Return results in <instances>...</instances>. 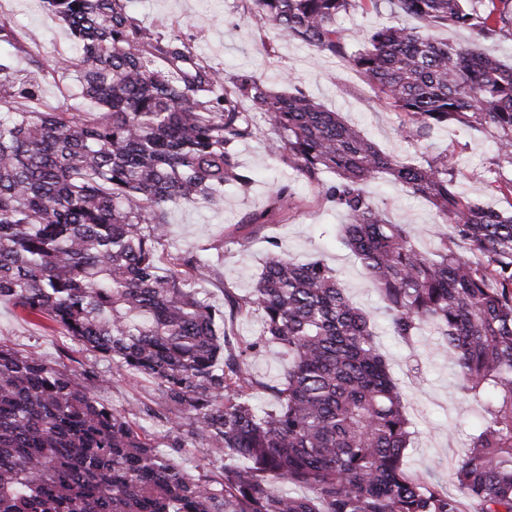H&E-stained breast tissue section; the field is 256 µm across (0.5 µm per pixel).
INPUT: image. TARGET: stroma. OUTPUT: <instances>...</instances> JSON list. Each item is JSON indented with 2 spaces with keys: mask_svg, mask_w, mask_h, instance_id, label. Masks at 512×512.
Masks as SVG:
<instances>
[{
  "mask_svg": "<svg viewBox=\"0 0 512 512\" xmlns=\"http://www.w3.org/2000/svg\"><path fill=\"white\" fill-rule=\"evenodd\" d=\"M133 9L145 26L191 39L197 53L225 77L256 72L276 89L282 78H291L308 96L340 113L385 151L409 158L453 151L462 173L461 190L473 200L503 206L490 174L495 148L483 134L443 130L414 144L400 139L395 112L378 103L371 85L340 59L324 57L299 41H282L272 28L249 21L245 0H133ZM1 20L10 22L20 39L32 40L31 52L41 60L71 51L68 30L46 10L42 0H0ZM253 123L254 136L237 148L251 185L244 190L225 187L224 205L219 209L200 204L173 207L170 234L159 246L161 259L169 260L186 249L207 248L215 280L210 287L211 300L220 305L225 288L241 294L250 290L273 246L295 255L323 258L342 280L351 300L373 316L377 345L412 422L413 435L404 456L406 468L453 489V469L477 432L478 398L460 389L435 337L420 336L411 349L392 335L384 303L368 288L357 258L339 240L342 216L321 200L316 187L269 156L266 145L271 131L264 115L254 113ZM281 181L290 182L294 189L291 211L285 216L268 212L266 229L255 232L253 225L243 223V216L267 211L270 189ZM368 189L393 222L409 227L418 247H433L432 231L438 217L425 199L385 180L369 183ZM0 343L37 352L48 363L78 377L101 402L125 411L159 445L167 446L166 427L144 412L153 398L152 384L133 380L111 362L82 350L47 318L25 316L1 302Z\"/></svg>",
  "mask_w": 512,
  "mask_h": 512,
  "instance_id": "1",
  "label": "stroma"
}]
</instances>
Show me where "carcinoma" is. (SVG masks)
<instances>
[{
  "label": "carcinoma",
  "instance_id": "cac0c4a2",
  "mask_svg": "<svg viewBox=\"0 0 512 512\" xmlns=\"http://www.w3.org/2000/svg\"><path fill=\"white\" fill-rule=\"evenodd\" d=\"M380 2L250 0L248 18L346 61L396 111L401 138L477 131L512 167V64L477 46L512 39L509 0H387L425 31L393 23L354 45L338 19ZM43 3L76 52L23 69L0 61V303L152 380L150 416L171 422L169 447L202 448L220 466L185 471L77 377L0 345V512H512V179L499 185L508 208L481 206L460 190L454 155L385 154L298 88L227 80L181 36L141 25L130 0ZM448 27L475 43L428 34ZM0 42L26 52L6 21ZM50 74L75 75L93 112L36 107ZM246 102L270 125V155L343 212V243L393 334L411 346L433 330L461 388L481 398L453 472L460 494L404 469L401 391L370 314L324 260L273 250L248 293L224 288L222 309L200 252L160 268L172 206L219 207L224 185H250L237 156L253 137ZM381 174L435 209L433 248L367 194ZM291 200L280 186L270 210ZM254 312L261 333L242 343L227 323ZM266 347L288 356L273 383L247 364ZM257 390L274 405L258 408Z\"/></svg>",
  "mask_w": 512,
  "mask_h": 512
}]
</instances>
